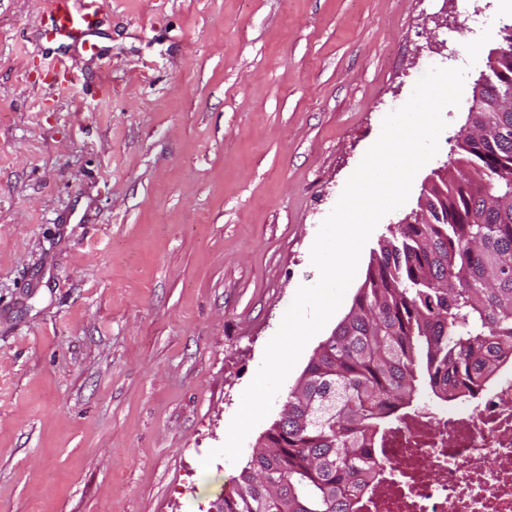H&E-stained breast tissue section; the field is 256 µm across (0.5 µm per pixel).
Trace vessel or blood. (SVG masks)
<instances>
[{
  "instance_id": "vessel-or-blood-1",
  "label": "vessel or blood",
  "mask_w": 512,
  "mask_h": 512,
  "mask_svg": "<svg viewBox=\"0 0 512 512\" xmlns=\"http://www.w3.org/2000/svg\"><path fill=\"white\" fill-rule=\"evenodd\" d=\"M98 0H84L75 5L74 0H47L42 21L46 37L96 51L89 37L99 23Z\"/></svg>"
}]
</instances>
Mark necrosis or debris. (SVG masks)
<instances>
[{"mask_svg": "<svg viewBox=\"0 0 512 512\" xmlns=\"http://www.w3.org/2000/svg\"><path fill=\"white\" fill-rule=\"evenodd\" d=\"M375 456L363 512H512V365L465 406L395 424Z\"/></svg>", "mask_w": 512, "mask_h": 512, "instance_id": "1", "label": "necrosis or debris"}]
</instances>
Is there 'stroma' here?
I'll return each mask as SVG.
<instances>
[{"mask_svg": "<svg viewBox=\"0 0 512 512\" xmlns=\"http://www.w3.org/2000/svg\"><path fill=\"white\" fill-rule=\"evenodd\" d=\"M53 68L46 0H0V512H216L348 313L379 242L459 164L501 0H105ZM466 71L437 155L364 246L241 460L221 446L382 121ZM70 84L64 97L56 84Z\"/></svg>", "mask_w": 512, "mask_h": 512, "instance_id": "1", "label": "stroma"}]
</instances>
